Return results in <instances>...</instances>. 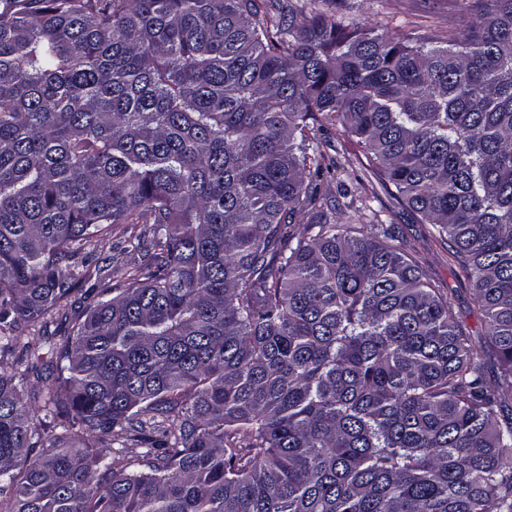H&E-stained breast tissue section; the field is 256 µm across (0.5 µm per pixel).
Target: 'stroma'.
I'll return each instance as SVG.
<instances>
[{"mask_svg": "<svg viewBox=\"0 0 512 512\" xmlns=\"http://www.w3.org/2000/svg\"><path fill=\"white\" fill-rule=\"evenodd\" d=\"M337 8L349 13L362 27L382 30L399 23L418 39L446 31L451 25L462 29L471 22L469 15L449 13L447 0H339ZM331 143L341 168L336 176L324 181V194L335 196L336 183L341 180L355 198L369 200L371 208L379 210L385 224L390 225L392 244L407 252L431 286L449 298L457 321L473 333H482V315L473 302L471 286L447 244L433 235L430 225L420 223L377 182L367 179L356 138L335 137Z\"/></svg>", "mask_w": 512, "mask_h": 512, "instance_id": "stroma-1", "label": "stroma"}]
</instances>
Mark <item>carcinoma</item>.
Masks as SVG:
<instances>
[{
    "mask_svg": "<svg viewBox=\"0 0 512 512\" xmlns=\"http://www.w3.org/2000/svg\"><path fill=\"white\" fill-rule=\"evenodd\" d=\"M269 2L0 0V512H512V0L423 41ZM319 120L483 336L336 220ZM321 140L331 139L336 151L325 145L322 151L326 159L336 157L344 168L337 171V178L343 180L358 199L366 198L371 208L378 211L385 224L391 225L393 237L387 242L407 252L417 263L423 277L432 287L440 288L449 298L454 315L474 336L484 332L482 315L473 302L472 290L465 273L448 252V245L432 234L429 224H420L417 217L407 208L398 204L388 192L375 181L364 175L360 164L362 148L354 137H337L334 130L319 132ZM365 161V160H364ZM369 180V181H368ZM119 241L120 239L112 238V244L110 242V244L100 249L97 254L99 261H105L100 263V266H107V272L112 273L114 280H120L127 270L143 261L141 253L144 252L123 251V249L115 246Z\"/></svg>",
    "mask_w": 512,
    "mask_h": 512,
    "instance_id": "1",
    "label": "carcinoma"
}]
</instances>
